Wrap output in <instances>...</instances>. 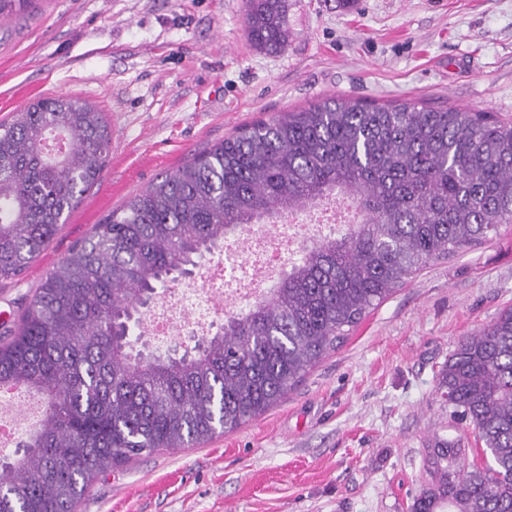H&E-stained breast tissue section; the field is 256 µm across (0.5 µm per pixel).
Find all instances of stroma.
<instances>
[{"mask_svg":"<svg viewBox=\"0 0 512 512\" xmlns=\"http://www.w3.org/2000/svg\"><path fill=\"white\" fill-rule=\"evenodd\" d=\"M244 0H38L0 18V120L70 95L113 131L100 181L17 281L19 319L92 226L238 127L329 98L416 101L512 120V0H285L277 51L247 37ZM512 307V225L435 262L371 309L278 405L210 441L101 474L79 512H412L423 450L472 425L437 392L458 343Z\"/></svg>","mask_w":512,"mask_h":512,"instance_id":"obj_1","label":"stroma"}]
</instances>
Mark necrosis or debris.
Instances as JSON below:
<instances>
[{"mask_svg":"<svg viewBox=\"0 0 512 512\" xmlns=\"http://www.w3.org/2000/svg\"><path fill=\"white\" fill-rule=\"evenodd\" d=\"M302 230V225L286 218L274 232L250 237L246 247L225 245L222 259L205 267L200 285L155 304L149 314L152 335L163 339L185 329L206 335L217 314L216 300H224L230 309L259 294L264 274L285 266L294 256L304 238Z\"/></svg>","mask_w":512,"mask_h":512,"instance_id":"4bbe7bcc","label":"necrosis or debris"}]
</instances>
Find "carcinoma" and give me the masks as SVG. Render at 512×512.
Here are the masks:
<instances>
[{
  "instance_id": "obj_1",
  "label": "carcinoma",
  "mask_w": 512,
  "mask_h": 512,
  "mask_svg": "<svg viewBox=\"0 0 512 512\" xmlns=\"http://www.w3.org/2000/svg\"><path fill=\"white\" fill-rule=\"evenodd\" d=\"M34 0H0V16ZM250 41L287 38L283 0H246ZM70 142L53 156L44 141ZM104 113L67 96L0 123V281L13 282L94 188L109 157ZM360 220L303 251L248 310L180 355L145 354L133 334L157 290L231 235L329 197ZM512 224V124L456 106L330 98L288 110L193 155L94 225L48 271L0 334V386L40 395L22 457L0 458V512H76L100 474L142 454L232 432L277 405L369 310L431 263ZM438 390L478 432L484 463L455 443L425 449L438 477L413 512H512V309L462 340Z\"/></svg>"
}]
</instances>
